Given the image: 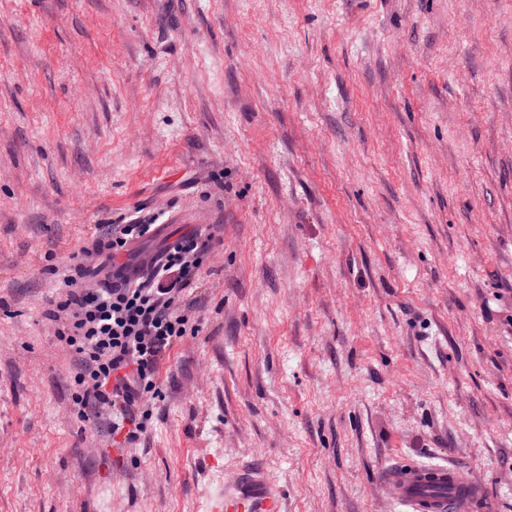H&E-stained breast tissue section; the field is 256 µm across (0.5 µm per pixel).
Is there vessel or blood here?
Wrapping results in <instances>:
<instances>
[{
	"mask_svg": "<svg viewBox=\"0 0 512 512\" xmlns=\"http://www.w3.org/2000/svg\"><path fill=\"white\" fill-rule=\"evenodd\" d=\"M383 479L396 500L412 512H448L452 507L465 512L481 494L480 486L463 479L453 465H406L385 472ZM217 512H282L281 498L262 472H244L225 484Z\"/></svg>",
	"mask_w": 512,
	"mask_h": 512,
	"instance_id": "1",
	"label": "vessel or blood"
}]
</instances>
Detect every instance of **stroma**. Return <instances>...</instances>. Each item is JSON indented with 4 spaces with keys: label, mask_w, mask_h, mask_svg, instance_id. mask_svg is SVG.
I'll return each mask as SVG.
<instances>
[{
    "label": "stroma",
    "mask_w": 512,
    "mask_h": 512,
    "mask_svg": "<svg viewBox=\"0 0 512 512\" xmlns=\"http://www.w3.org/2000/svg\"><path fill=\"white\" fill-rule=\"evenodd\" d=\"M133 218L217 243L121 449L44 297ZM405 464L512 512V0H0V512H408ZM217 512H282L281 498L262 472H243L224 485Z\"/></svg>",
    "instance_id": "1"
}]
</instances>
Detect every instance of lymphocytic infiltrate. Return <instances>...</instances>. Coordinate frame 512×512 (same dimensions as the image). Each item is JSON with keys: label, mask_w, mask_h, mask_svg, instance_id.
Returning a JSON list of instances; mask_svg holds the SVG:
<instances>
[{"label": "lymphocytic infiltrate", "mask_w": 512, "mask_h": 512, "mask_svg": "<svg viewBox=\"0 0 512 512\" xmlns=\"http://www.w3.org/2000/svg\"><path fill=\"white\" fill-rule=\"evenodd\" d=\"M152 225L133 219L106 225L84 260L63 286L46 317L58 321L56 340L75 355L78 370L73 409L105 417L112 435L133 443L147 430L153 410L146 398H159L158 368L174 344L197 336L196 299L190 296V273L212 247L213 235L194 234L165 246L149 279L120 266L111 278L87 281L86 262L113 260L150 237Z\"/></svg>", "instance_id": "lymphocytic-infiltrate-1"}]
</instances>
